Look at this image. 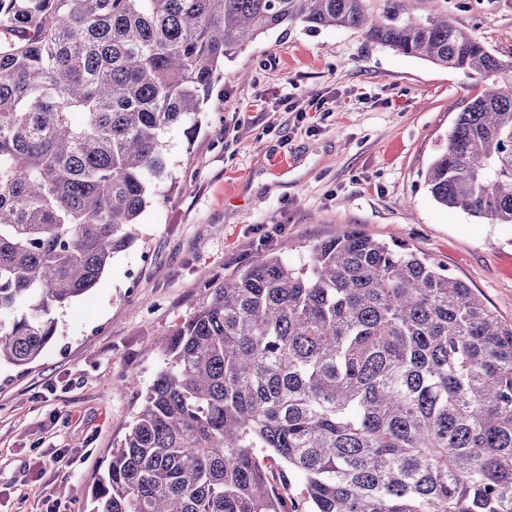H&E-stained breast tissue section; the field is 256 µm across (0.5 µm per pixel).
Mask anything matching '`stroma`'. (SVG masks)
Returning a JSON list of instances; mask_svg holds the SVG:
<instances>
[{"instance_id":"stroma-1","label":"stroma","mask_w":512,"mask_h":512,"mask_svg":"<svg viewBox=\"0 0 512 512\" xmlns=\"http://www.w3.org/2000/svg\"><path fill=\"white\" fill-rule=\"evenodd\" d=\"M447 13L512 62V0H447ZM481 86L360 31L300 23L225 62L200 124L165 133L169 174L135 242L89 295L54 311L56 337L29 369L0 366V512H91L90 490L162 365L157 340L208 286L282 241L294 265L349 228L405 244L512 324V224L445 208L424 183Z\"/></svg>"}]
</instances>
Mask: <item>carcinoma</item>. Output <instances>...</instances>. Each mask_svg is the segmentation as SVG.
Returning <instances> with one entry per match:
<instances>
[{
  "instance_id": "cac0c4a2",
  "label": "carcinoma",
  "mask_w": 512,
  "mask_h": 512,
  "mask_svg": "<svg viewBox=\"0 0 512 512\" xmlns=\"http://www.w3.org/2000/svg\"><path fill=\"white\" fill-rule=\"evenodd\" d=\"M372 2L0 0V364L34 363L52 311L133 243L162 137L224 59L288 24L491 81L425 184L512 224V64L445 10ZM159 348L93 512H512V324L404 244L349 230L299 265L258 252Z\"/></svg>"
}]
</instances>
